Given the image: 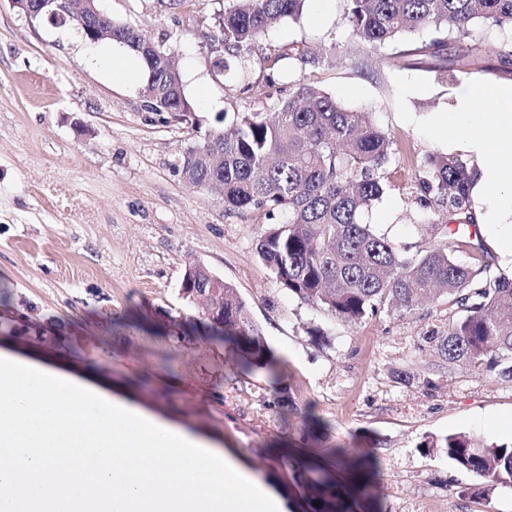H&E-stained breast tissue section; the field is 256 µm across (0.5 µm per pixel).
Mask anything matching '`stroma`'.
I'll return each instance as SVG.
<instances>
[{
    "label": "stroma",
    "mask_w": 512,
    "mask_h": 512,
    "mask_svg": "<svg viewBox=\"0 0 512 512\" xmlns=\"http://www.w3.org/2000/svg\"><path fill=\"white\" fill-rule=\"evenodd\" d=\"M119 22L173 53L193 112L186 122L149 109L141 85L112 83L89 61L72 24L25 16L0 0V351L74 375L98 374L113 396L224 450L279 493L286 512H313L296 471L324 468L349 512H512V482L482 493L432 441L467 432L512 445V382L497 371H451L423 334L455 313L441 298L415 313L384 311L353 325L286 294L256 246L264 211L228 212L187 184L184 151L217 116L287 98L288 44L349 43L345 0L326 24H276L228 72L216 15L224 0H100ZM399 45L361 64L341 54L311 69L320 87L364 108L411 155L448 153L435 125L464 85L512 86L479 71L456 79L402 69ZM415 172L389 164L386 190L362 220L415 247L447 239L413 200ZM236 288L281 363L287 406L266 372L238 373L230 348L189 324L201 309L181 291L188 262ZM340 448L369 452L366 482Z\"/></svg>",
    "instance_id": "35a3bbf8"
}]
</instances>
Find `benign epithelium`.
I'll return each instance as SVG.
<instances>
[{"label": "benign epithelium", "instance_id": "obj_1", "mask_svg": "<svg viewBox=\"0 0 512 512\" xmlns=\"http://www.w3.org/2000/svg\"><path fill=\"white\" fill-rule=\"evenodd\" d=\"M29 18L46 16L50 19L69 20L83 31L91 43L103 36H112V32H103L98 21L109 19V15L98 6V0H10Z\"/></svg>", "mask_w": 512, "mask_h": 512}]
</instances>
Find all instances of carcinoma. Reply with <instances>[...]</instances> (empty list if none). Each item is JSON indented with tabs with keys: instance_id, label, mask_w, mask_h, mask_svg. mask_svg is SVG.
<instances>
[{
	"instance_id": "1",
	"label": "carcinoma",
	"mask_w": 512,
	"mask_h": 512,
	"mask_svg": "<svg viewBox=\"0 0 512 512\" xmlns=\"http://www.w3.org/2000/svg\"><path fill=\"white\" fill-rule=\"evenodd\" d=\"M345 22L355 52L372 56L403 37H430L398 56L405 69L424 66L446 75L486 69L512 75V34L495 51L496 65H481L474 45L447 52L471 27L487 23L512 31V0H346ZM307 0H224L217 26L224 38V70L256 47L271 25L302 19ZM112 40L144 62L142 91L149 107L177 119L190 113L179 69L169 52L147 47L134 27L112 22ZM303 70L320 57L293 44L276 60ZM418 172L416 204L435 220L456 224L453 241H426L408 253L371 225L362 213L381 198L391 160ZM181 170L192 184L222 186L224 208L261 209L273 220L257 244L263 264L282 290L334 318L360 323L385 308L411 314L426 299L448 298L458 317L428 330L422 340L448 369H495L512 381V276L493 269L471 206L472 170L460 158L402 156L395 136L373 113L343 106L305 74L288 99L261 112H226L189 146ZM465 252L461 261L455 253ZM193 291L217 340L230 343L243 368L273 370L277 362L236 289L212 288L202 274ZM454 465L489 482L512 480V446L480 445L467 433L435 444ZM318 512H339L328 478L311 485Z\"/></svg>"
}]
</instances>
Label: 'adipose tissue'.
Here are the masks:
<instances>
[{"label": "adipose tissue", "instance_id": "1", "mask_svg": "<svg viewBox=\"0 0 512 512\" xmlns=\"http://www.w3.org/2000/svg\"><path fill=\"white\" fill-rule=\"evenodd\" d=\"M111 59L112 80L134 85L146 76L139 57L120 44L98 51ZM441 128L450 145L477 160L471 199L480 224L506 227L500 245L512 255V88L481 90L462 86L457 108Z\"/></svg>", "mask_w": 512, "mask_h": 512}]
</instances>
